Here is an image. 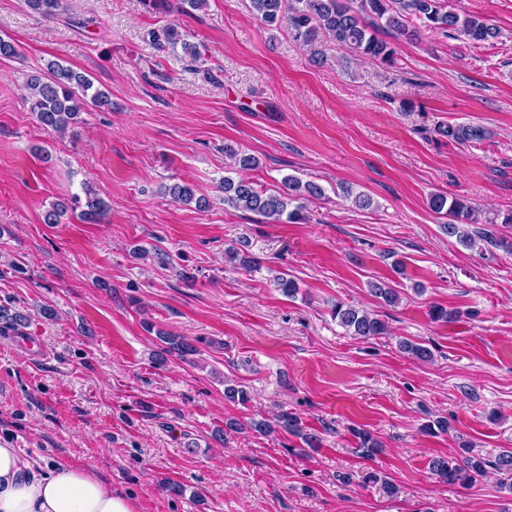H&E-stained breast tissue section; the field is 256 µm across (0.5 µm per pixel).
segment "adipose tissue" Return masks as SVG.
I'll return each mask as SVG.
<instances>
[{
    "instance_id": "obj_1",
    "label": "adipose tissue",
    "mask_w": 512,
    "mask_h": 512,
    "mask_svg": "<svg viewBox=\"0 0 512 512\" xmlns=\"http://www.w3.org/2000/svg\"><path fill=\"white\" fill-rule=\"evenodd\" d=\"M0 512H137L93 467L40 464L0 445Z\"/></svg>"
}]
</instances>
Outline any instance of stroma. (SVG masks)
<instances>
[{
  "label": "stroma",
  "instance_id": "35a3bbf8",
  "mask_svg": "<svg viewBox=\"0 0 512 512\" xmlns=\"http://www.w3.org/2000/svg\"><path fill=\"white\" fill-rule=\"evenodd\" d=\"M451 2L499 37L426 32L396 43L388 65L326 38L306 46L285 23L265 29L247 0L167 15L67 0L50 19L0 0V37L19 51L0 58V444L93 466L138 512H512L503 474L464 488L431 471L465 441L512 449V224L495 221L512 210V0ZM166 24L200 44V61L150 43ZM52 60L108 92L111 109L43 130L24 80ZM458 124L489 137L440 135ZM228 144L258 158L247 176L267 189L294 175L325 198L301 224L225 208ZM86 182L109 205L104 222L45 223ZM174 182L209 209L162 195ZM347 188L372 205L355 207ZM437 192L467 199L499 245L448 236L428 205ZM231 245L257 268L230 262ZM279 271L295 296L275 287ZM375 281L397 305L371 294ZM337 300L380 315L388 335L347 334ZM434 305L459 316L432 321ZM148 322L196 345L202 365L159 360ZM228 379L249 402L225 399ZM284 411L317 447L249 427ZM440 419L447 432H426ZM356 428L379 453L358 454ZM442 133L459 144L480 143L489 137L486 129L474 125H448Z\"/></svg>",
  "mask_w": 512,
  "mask_h": 512
}]
</instances>
